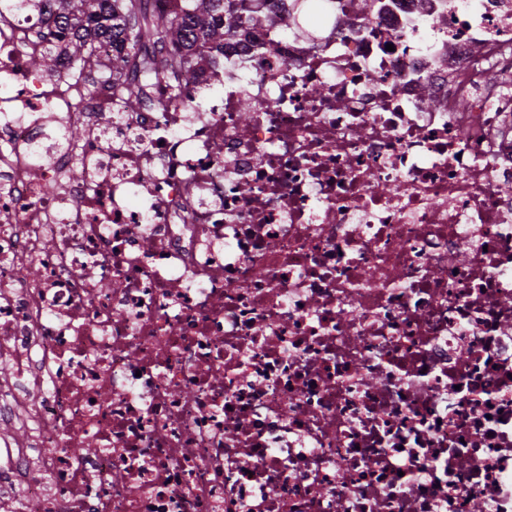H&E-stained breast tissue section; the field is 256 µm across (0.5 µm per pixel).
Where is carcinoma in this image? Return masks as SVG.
Listing matches in <instances>:
<instances>
[{
	"label": "carcinoma",
	"mask_w": 512,
	"mask_h": 512,
	"mask_svg": "<svg viewBox=\"0 0 512 512\" xmlns=\"http://www.w3.org/2000/svg\"><path fill=\"white\" fill-rule=\"evenodd\" d=\"M53 4L46 25L62 24L74 33L69 44L72 72L80 76L95 59L97 42L109 38L129 52L112 56V64L99 69L100 79L114 82L144 39L169 43L181 50L175 56L178 81L196 79V58L206 57L216 68L224 57V35L244 30L257 19L262 4L254 0H184L176 16H152L142 12V0H43Z\"/></svg>",
	"instance_id": "cac0c4a2"
}]
</instances>
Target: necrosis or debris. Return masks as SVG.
Returning a JSON list of instances; mask_svg holds the SVG:
<instances>
[{
    "mask_svg": "<svg viewBox=\"0 0 512 512\" xmlns=\"http://www.w3.org/2000/svg\"><path fill=\"white\" fill-rule=\"evenodd\" d=\"M293 7L184 87L0 9V512H512V0Z\"/></svg>",
    "mask_w": 512,
    "mask_h": 512,
    "instance_id": "1",
    "label": "necrosis or debris"
}]
</instances>
